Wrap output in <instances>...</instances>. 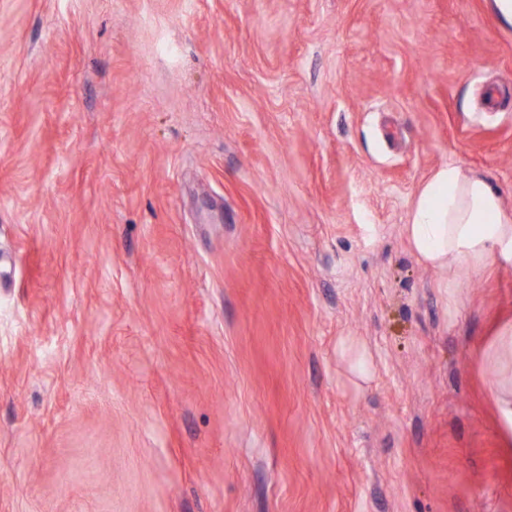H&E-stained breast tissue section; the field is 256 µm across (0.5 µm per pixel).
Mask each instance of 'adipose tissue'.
<instances>
[{
  "mask_svg": "<svg viewBox=\"0 0 512 512\" xmlns=\"http://www.w3.org/2000/svg\"><path fill=\"white\" fill-rule=\"evenodd\" d=\"M403 230L419 261L447 272L451 288L460 275L480 274L492 260L512 261V212L485 178L453 164L439 168L421 189ZM481 356L496 372L491 393L511 439L512 318L497 326Z\"/></svg>",
  "mask_w": 512,
  "mask_h": 512,
  "instance_id": "1",
  "label": "adipose tissue"
}]
</instances>
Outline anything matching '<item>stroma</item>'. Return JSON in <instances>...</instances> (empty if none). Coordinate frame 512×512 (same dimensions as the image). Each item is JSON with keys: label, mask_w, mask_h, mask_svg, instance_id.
I'll return each mask as SVG.
<instances>
[{"label": "stroma", "mask_w": 512, "mask_h": 512, "mask_svg": "<svg viewBox=\"0 0 512 512\" xmlns=\"http://www.w3.org/2000/svg\"><path fill=\"white\" fill-rule=\"evenodd\" d=\"M492 2L0 0V512H512V263L403 231L512 211ZM404 233L426 267L448 271V287L480 274L495 258L512 261V212L483 177L447 164L421 189ZM483 361L496 372L491 393L505 437L512 438V318L503 320L481 351Z\"/></svg>", "instance_id": "1"}]
</instances>
